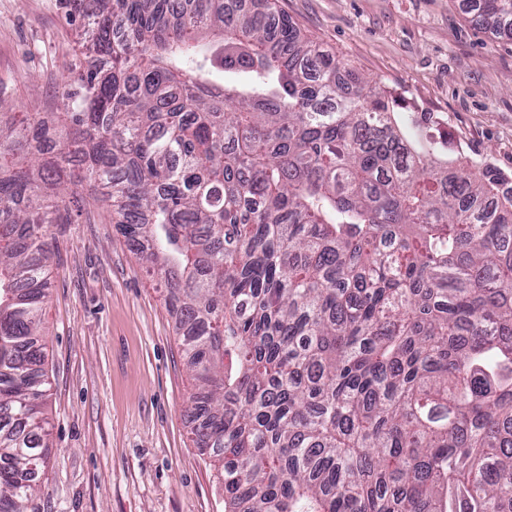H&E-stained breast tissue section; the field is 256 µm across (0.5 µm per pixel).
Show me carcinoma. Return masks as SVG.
Wrapping results in <instances>:
<instances>
[{
    "label": "carcinoma",
    "instance_id": "carcinoma-1",
    "mask_svg": "<svg viewBox=\"0 0 512 512\" xmlns=\"http://www.w3.org/2000/svg\"><path fill=\"white\" fill-rule=\"evenodd\" d=\"M468 2L512 38V0ZM65 4L66 111L0 112V512L45 468L47 240L83 184L180 312L225 512H512V179L274 0Z\"/></svg>",
    "mask_w": 512,
    "mask_h": 512
}]
</instances>
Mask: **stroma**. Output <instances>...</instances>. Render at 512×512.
Returning a JSON list of instances; mask_svg holds the SVG:
<instances>
[{
    "label": "stroma",
    "mask_w": 512,
    "mask_h": 512,
    "mask_svg": "<svg viewBox=\"0 0 512 512\" xmlns=\"http://www.w3.org/2000/svg\"><path fill=\"white\" fill-rule=\"evenodd\" d=\"M305 35L433 113L462 156L512 176V41L466 0H277ZM64 0H0V110L61 112L81 18ZM51 241L39 341L50 382L38 512H225L194 442L188 356L165 289L96 191Z\"/></svg>",
    "instance_id": "obj_1"
}]
</instances>
